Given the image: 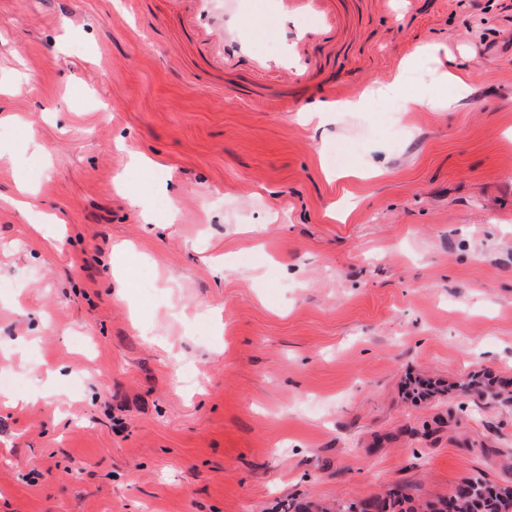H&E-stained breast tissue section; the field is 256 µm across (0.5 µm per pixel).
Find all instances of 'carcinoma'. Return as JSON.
<instances>
[{
    "instance_id": "cac0c4a2",
    "label": "carcinoma",
    "mask_w": 512,
    "mask_h": 512,
    "mask_svg": "<svg viewBox=\"0 0 512 512\" xmlns=\"http://www.w3.org/2000/svg\"><path fill=\"white\" fill-rule=\"evenodd\" d=\"M460 395L487 403L512 401V393L479 377L460 386ZM453 498L439 497L420 507L412 505L410 488L395 484L386 492L356 502L294 504V512H512V484H491L479 475L461 479L451 491Z\"/></svg>"
}]
</instances>
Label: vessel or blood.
<instances>
[{
	"mask_svg": "<svg viewBox=\"0 0 512 512\" xmlns=\"http://www.w3.org/2000/svg\"><path fill=\"white\" fill-rule=\"evenodd\" d=\"M190 15L191 27L208 45L211 68H222L225 62L236 59L252 60L258 72L275 73L282 78H298L313 71L310 59L300 46L317 35L327 16L326 0H264L255 6L253 0H183ZM311 20L305 29L291 26L295 16ZM272 26L283 45L279 58L269 59L255 52L252 26Z\"/></svg>",
	"mask_w": 512,
	"mask_h": 512,
	"instance_id": "1",
	"label": "vessel or blood"
}]
</instances>
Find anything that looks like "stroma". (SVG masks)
I'll use <instances>...</instances> for the list:
<instances>
[{
	"instance_id": "stroma-1",
	"label": "stroma",
	"mask_w": 512,
	"mask_h": 512,
	"mask_svg": "<svg viewBox=\"0 0 512 512\" xmlns=\"http://www.w3.org/2000/svg\"><path fill=\"white\" fill-rule=\"evenodd\" d=\"M65 8L0 0V373L38 399L0 400V512H287L512 479V404L405 392L512 382V0H333L315 76L264 80L258 106L247 63L196 79L171 0ZM410 56L412 93L457 67L469 91L406 116L409 137L393 103L299 121ZM133 190L170 214L145 223Z\"/></svg>"
}]
</instances>
